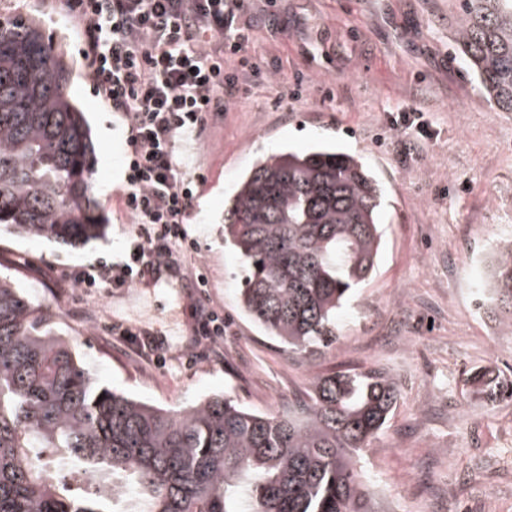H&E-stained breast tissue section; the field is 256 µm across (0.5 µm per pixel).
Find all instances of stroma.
Wrapping results in <instances>:
<instances>
[{
    "instance_id": "obj_1",
    "label": "stroma",
    "mask_w": 512,
    "mask_h": 512,
    "mask_svg": "<svg viewBox=\"0 0 512 512\" xmlns=\"http://www.w3.org/2000/svg\"><path fill=\"white\" fill-rule=\"evenodd\" d=\"M460 15V0H244L259 66L244 73L251 91L175 143L195 183L184 217L195 251L130 286L79 288L70 271L122 260L133 230L119 207L127 127L92 87L67 0H0V22L40 19L73 68L107 223L103 238L72 247L0 227V276L61 312V332L99 383L167 409L225 392L295 414L315 377L383 372L400 398L362 476L384 512H512V402H490L476 383L482 372L512 378V326L480 307L467 280L491 236L512 235V112L491 107L464 68ZM285 83L300 84L299 100L276 103ZM397 112L420 114L428 136L392 127ZM325 142L382 182L385 244L376 277L339 316L338 340L311 363L241 312L242 267L221 226L225 198L258 158ZM205 308L223 315V338L200 335Z\"/></svg>"
}]
</instances>
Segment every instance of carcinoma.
I'll list each match as a JSON object with an SVG mask.
<instances>
[{"label": "carcinoma", "instance_id": "cac0c4a2", "mask_svg": "<svg viewBox=\"0 0 512 512\" xmlns=\"http://www.w3.org/2000/svg\"><path fill=\"white\" fill-rule=\"evenodd\" d=\"M457 42L490 101L512 112V0H464ZM71 84L36 20L0 24V226L75 245L99 238L105 218ZM384 198L358 156L328 145L257 159L224 201L243 314L322 356L377 274ZM481 293L512 309V240L497 243ZM55 318L0 279V512H376L358 452L393 416L391 377H317L301 419L218 395L169 411L101 385ZM75 468L94 490L61 482Z\"/></svg>", "mask_w": 512, "mask_h": 512}]
</instances>
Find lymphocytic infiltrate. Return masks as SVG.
Listing matches in <instances>:
<instances>
[{"label":"lymphocytic infiltrate","instance_id":"f902f5d3","mask_svg":"<svg viewBox=\"0 0 512 512\" xmlns=\"http://www.w3.org/2000/svg\"><path fill=\"white\" fill-rule=\"evenodd\" d=\"M83 28L82 60L92 85L127 124L120 203L135 229L124 261L76 270L82 288L122 287L176 250L193 249L184 214L193 186L180 172L176 139L199 134L209 113L239 91L236 56L250 38L240 0H68Z\"/></svg>","mask_w":512,"mask_h":512}]
</instances>
